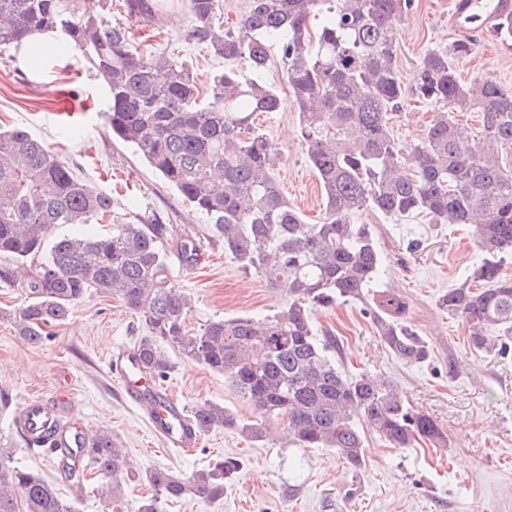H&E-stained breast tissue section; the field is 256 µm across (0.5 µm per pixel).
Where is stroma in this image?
Segmentation results:
<instances>
[{"label":"stroma","mask_w":512,"mask_h":512,"mask_svg":"<svg viewBox=\"0 0 512 512\" xmlns=\"http://www.w3.org/2000/svg\"><path fill=\"white\" fill-rule=\"evenodd\" d=\"M450 0H419L417 11L397 31V66L409 78L429 48H448L457 35L448 23ZM189 16L182 0H163L158 27L132 30L133 42L151 40L156 48L192 62L199 79L223 69L206 49L188 44ZM462 78L489 77L512 90V45L482 39L457 65ZM267 83L278 90L286 111L261 113L254 123L278 146L275 177L289 203L315 224L324 216V194L300 141L299 116L290 103L286 71L272 53ZM106 89L102 79L79 59L51 69L22 48L0 46V126L20 127L43 140L80 178L111 195V221L134 222L141 212L160 214L169 224V247L195 236L199 255L193 267L170 256L173 285L191 299L188 326L239 315L273 314L288 298L285 288L243 273L225 254L206 218L187 205L132 148L114 141L107 129ZM433 105L410 102L392 121L403 150L423 137ZM356 223L370 225L382 253L378 288H391L409 303L408 322L430 345L431 359L411 365L387 350L360 302L315 310L317 332L336 337L347 372L381 374L404 392L415 409L432 415L446 430L448 445L421 442L404 450L368 435L361 469L350 470L336 454L321 448H294L276 439L252 442L216 430L197 447L169 448L153 434L142 413L129 403L109 367L112 352L130 348L146 334L141 319L120 301L93 295L85 299L53 336L33 346L0 318V388L11 395L0 412V434L29 400L56 406L64 422L85 431L105 429L134 465L121 512H139L152 494L151 470L165 467L189 473L224 456L242 468L223 499L209 502L186 494L163 512H512V359L475 351L468 328L438 306L458 286L476 260L474 227L431 224L425 218L390 220L367 211ZM174 364L162 389L186 407L203 402L224 405L250 418L249 405L223 374L171 353ZM456 372H449V364ZM13 461L43 471L57 483L73 512H102L93 482L72 489L56 470L22 441Z\"/></svg>","instance_id":"1"}]
</instances>
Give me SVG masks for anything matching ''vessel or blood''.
<instances>
[{"label":"vessel or blood","instance_id":"b4317fda","mask_svg":"<svg viewBox=\"0 0 512 512\" xmlns=\"http://www.w3.org/2000/svg\"><path fill=\"white\" fill-rule=\"evenodd\" d=\"M512 16V0H451L449 21L463 40L492 31L498 21ZM110 366L129 402L146 414L154 435L176 448H193L199 435L183 404L168 397L147 378L138 375L132 351L121 349L110 358Z\"/></svg>","mask_w":512,"mask_h":512}]
</instances>
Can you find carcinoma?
I'll return each mask as SVG.
<instances>
[{
	"instance_id": "carcinoma-1",
	"label": "carcinoma",
	"mask_w": 512,
	"mask_h": 512,
	"mask_svg": "<svg viewBox=\"0 0 512 512\" xmlns=\"http://www.w3.org/2000/svg\"><path fill=\"white\" fill-rule=\"evenodd\" d=\"M190 24L185 40L224 59V70L201 84L192 63L134 45V26L156 25V0H123L124 19L111 23L82 2L0 0V45L37 48L57 34L58 55L83 59L108 91L112 138L131 147L156 174L204 214L222 238L224 253L270 285L288 278V300L274 314L236 316L187 328L190 298L169 278L167 225L154 215L132 224L57 235L63 224H99L112 197L78 178L44 142L22 128H0V286L20 287L24 304L5 312L21 339L39 345L77 304L95 294L117 298L145 322L134 346L141 373L161 382L173 369L166 348L221 373L250 405L245 420L205 402L190 418L201 435L216 429L260 442L278 424L296 448H327L352 470L364 464L366 432L392 448L447 437L427 413L414 409L387 377L349 374L336 337L320 336L313 310L366 301L385 347L407 364L431 356L429 344L407 324L409 304L391 291L369 295L382 258L367 224L355 214L395 218L417 214L431 224L475 225L477 261L469 278L439 299L462 320L474 349L512 353V277L500 273L512 255V92L489 78L462 81L456 61L469 54L457 40L429 48L407 88L397 68L395 30L415 0H249L238 25L224 27L220 0H184ZM324 17L311 35L310 19ZM279 45L288 90L299 111L300 136L323 189L320 224H307L274 177L280 151L254 125L257 112H278L283 101L267 84L270 43ZM433 103L419 144L404 154L390 133L394 113L409 100ZM482 114L481 142L456 120ZM47 436L31 438L14 420L13 434L48 460L62 480L83 487L101 477L103 512H120L132 463L112 434L87 435L83 465L76 449L58 443L66 429L50 414ZM235 457L178 476L150 471L154 494L140 512L192 493L224 497L239 472ZM72 512L42 471L13 465L0 437V512Z\"/></svg>"
}]
</instances>
